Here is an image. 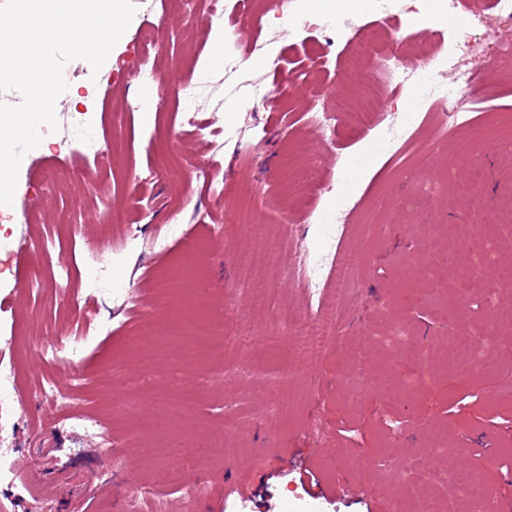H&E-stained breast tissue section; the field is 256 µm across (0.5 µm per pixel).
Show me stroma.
Returning <instances> with one entry per match:
<instances>
[{
	"label": "stroma",
	"mask_w": 512,
	"mask_h": 512,
	"mask_svg": "<svg viewBox=\"0 0 512 512\" xmlns=\"http://www.w3.org/2000/svg\"><path fill=\"white\" fill-rule=\"evenodd\" d=\"M138 9L100 71L67 63L63 73L73 94L56 109H73L77 87L93 83L94 117L112 161L96 165L78 150L41 149L20 167L12 215L13 236L0 246V336L11 331L35 343L51 334L73 336L88 323L97 336L79 343L75 362L54 366L30 362L15 380L20 399L7 418L14 433L5 440L0 466V512H126L141 484L156 487L149 512H409L419 500L444 512H473L478 499L494 495L512 508V223L485 228L477 209L512 206V63L487 56L467 59L485 80L481 100L469 107L478 132L474 159L448 149L459 133L433 130L448 112L426 111L424 86L414 99L380 93L385 77L359 65L349 75L348 48L358 29L374 23V4L339 11L340 29L323 32L310 0H287L283 12L258 10L236 48L235 71L206 67L218 31L197 13L167 14L165 0H136ZM461 38L487 43L490 54L512 44L491 42L497 22L487 0H460L442 15L437 0H400L379 52L393 53L406 34L421 41L404 49L403 63L420 71L442 46L447 20ZM162 27L169 40L155 58L158 82L136 75L144 50L142 27ZM266 65H256V58ZM316 78L287 102L257 99L254 87L275 88L297 71ZM200 86L197 104L214 129L200 139L178 130L192 104L168 98L156 103L152 124L142 121L146 90L184 83ZM359 101L376 96L380 111L394 112L406 136L389 143L384 126L360 130L340 121L333 139L307 125L312 106L335 105L337 96ZM382 145L364 158L365 146ZM166 172L147 182L137 177L159 156ZM54 180L48 211L23 219L20 202L35 198ZM313 180L308 196L290 194L291 182ZM256 207L252 226L235 223L242 188ZM111 209L112 239L100 241L97 226ZM178 218L187 234L165 253L152 241ZM58 246L40 255L39 243ZM267 253L264 273L249 280L244 254ZM42 256L47 268L66 263L68 288L47 281L46 297L31 298L14 277L18 252ZM199 264L209 288L205 300L182 298L179 274ZM269 291L261 311L243 299V288ZM91 292L82 307L69 293ZM148 304L131 307L138 293ZM189 314L209 319L224 345L222 383L207 365L183 364V388L194 396L178 426L166 410L181 399L166 385L167 367L143 375L135 363L138 336ZM327 320L322 348L307 353L270 335L289 326ZM464 340L468 365L446 362L448 344ZM252 375L239 374L241 365ZM53 376L75 411L102 416L111 429L107 445L56 418L33 393ZM80 374L82 386L67 385ZM147 380L157 397L152 426L136 408V381ZM224 430V445L185 462L189 484L202 487L193 499L162 482L163 465L144 448L168 442L171 433L205 437ZM75 472L72 486L43 498L30 480H54ZM318 483H311L309 473ZM474 474L468 484L465 474ZM360 482L365 497L340 496V479Z\"/></svg>",
	"instance_id": "stroma-1"
}]
</instances>
